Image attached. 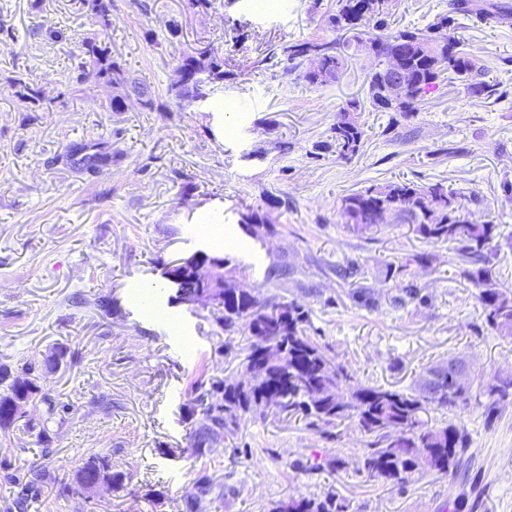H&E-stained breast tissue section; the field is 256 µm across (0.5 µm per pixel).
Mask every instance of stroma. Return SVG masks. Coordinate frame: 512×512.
<instances>
[{"instance_id":"stroma-1","label":"stroma","mask_w":512,"mask_h":512,"mask_svg":"<svg viewBox=\"0 0 512 512\" xmlns=\"http://www.w3.org/2000/svg\"><path fill=\"white\" fill-rule=\"evenodd\" d=\"M0 1L17 36L0 45V364L67 350L46 382L58 403L48 424L53 479L15 508L20 489L8 477L41 463L42 447L0 434V512H186L201 470L214 489L200 512H269L327 487L349 512H512L511 405L490 423L478 409L457 411L472 439L463 466L402 488L358 474L364 440L351 425L328 441L298 421L249 419L233 442L196 455L192 387L236 376L245 353H225L224 333L202 304L173 302L167 290L152 304L141 300L164 264L202 250L246 266L259 296L306 305L328 357L363 382L402 390L426 366L460 354L480 380L512 371V338L485 325L455 245L427 243L408 224L361 236L338 213L342 197L373 185L443 184L462 196L466 218L497 224L491 268L512 290V0H500L510 11L498 21L465 20L451 31L501 98L443 81L398 126L389 113L364 111V143L348 161L313 150L338 109L364 97L370 61L356 56L336 82L312 87L281 81L267 58L288 41L326 37L336 0H214L204 13L187 0H117L112 50L156 95L180 53L204 42L224 55L223 91L171 112L136 103L102 111L100 87L51 112L17 111L9 72L32 74L48 96L68 93L69 54L94 25L76 0ZM447 10L448 0L392 7L400 26H426ZM172 18L181 35L154 50L147 31L164 33ZM51 29L62 41L48 37ZM275 198L283 207L269 209ZM252 209L269 210L278 226L266 242L241 226ZM203 212L236 248L205 235ZM426 253L436 260L415 272L421 300H399L387 264ZM351 260L359 274L337 277V265ZM98 297L109 311L92 306ZM94 453L128 473L124 487L85 495L76 474Z\"/></svg>"}]
</instances>
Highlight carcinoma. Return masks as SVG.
I'll use <instances>...</instances> for the list:
<instances>
[{
    "label": "carcinoma",
    "instance_id": "cac0c4a2",
    "mask_svg": "<svg viewBox=\"0 0 512 512\" xmlns=\"http://www.w3.org/2000/svg\"><path fill=\"white\" fill-rule=\"evenodd\" d=\"M80 9L95 19L98 32L84 38L70 55L71 87L84 91L88 84L112 86V96L101 101L104 112L128 110L129 90L142 96L140 106L152 110L155 95L130 80L129 73L108 41L112 28L115 0H77ZM498 6L480 0H451L448 13L423 29L392 27L391 0H337L336 11L325 24L334 38L298 39L280 48L281 76L310 86L336 81L346 65L345 48L353 47L372 62L367 76L365 102L351 100L336 113L330 139L316 149L350 160L363 147L365 130L359 122L364 103L376 112H395L404 118L413 116L419 104L441 81L442 75L458 80L474 94L488 97L495 93L488 82L478 80L481 72L459 41L448 35L460 16L473 23L495 18ZM318 50L323 77L318 79L303 71L309 49ZM402 55L412 88L407 100L390 105L375 93L381 71L397 55ZM224 57L206 46L182 53L180 82L166 88L168 101L179 107L187 99L206 100L213 96L231 72L224 69ZM20 112H51L53 98L28 74L18 73L7 79ZM386 208L396 224H410L419 238L433 244L455 243L462 260L473 265L467 272L477 288V299L486 325L503 337H512V291L498 287L488 265L498 244V225L477 223L461 214L456 194L442 184L430 186L413 182H390L370 186L344 196L340 214L347 230L366 234L376 224L377 210ZM206 269L184 267L186 285L196 291L200 285L221 280L240 281L236 267L224 256L212 255ZM222 307L212 313L213 321L224 330V347L229 349L237 336L246 340L245 366L260 369L257 376L242 374L236 378L200 382L191 400L193 409L202 412L196 453L230 441L241 422L250 416L268 415L288 420L299 419L306 426L328 437L346 423H352L365 439L357 472L367 481L399 486L415 475H447L457 471L471 447L466 427L450 418L438 425L431 423L430 411L457 410L475 406L488 422L501 408L512 404V378L502 381L497 375L465 387L452 377H444L431 395L420 383L398 390L359 380L344 363L331 364L320 343L307 334L311 328L310 312L295 300L283 301L273 296L262 298L252 288H214ZM65 358V350L54 347L41 363H25L19 371L0 365V433L14 430L29 434L41 442L47 426L35 424L19 410L18 401L26 399L32 407L46 406L48 416L56 414L55 400L46 388L49 375L55 373ZM52 479L48 466L31 468L23 490L37 488ZM127 475L112 470V460L93 454L76 476L79 487L89 489L92 482L119 488ZM270 512H348L347 505L328 488L312 497L290 498Z\"/></svg>",
    "mask_w": 512,
    "mask_h": 512
}]
</instances>
